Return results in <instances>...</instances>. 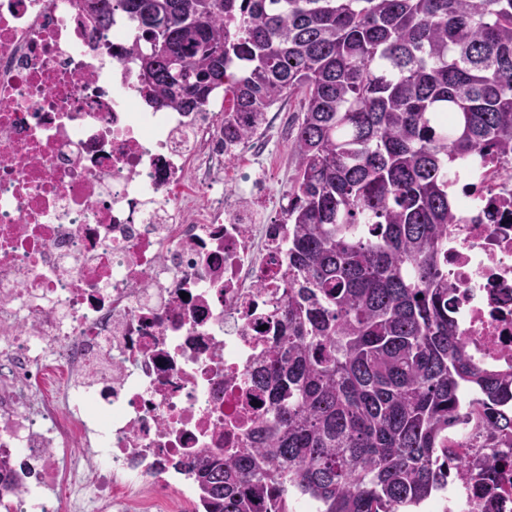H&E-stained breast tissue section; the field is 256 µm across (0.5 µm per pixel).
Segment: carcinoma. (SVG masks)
Masks as SVG:
<instances>
[{"instance_id":"1","label":"carcinoma","mask_w":512,"mask_h":512,"mask_svg":"<svg viewBox=\"0 0 512 512\" xmlns=\"http://www.w3.org/2000/svg\"><path fill=\"white\" fill-rule=\"evenodd\" d=\"M136 23L139 96L230 102L244 144L301 98L288 190L287 308L249 448L197 465L204 512H410L470 458L512 449V368L448 317V164L512 175V0H96Z\"/></svg>"}]
</instances>
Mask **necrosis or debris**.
<instances>
[{
    "instance_id": "obj_1",
    "label": "necrosis or debris",
    "mask_w": 512,
    "mask_h": 512,
    "mask_svg": "<svg viewBox=\"0 0 512 512\" xmlns=\"http://www.w3.org/2000/svg\"><path fill=\"white\" fill-rule=\"evenodd\" d=\"M0 0V512H192L193 465L247 447L286 302L288 227L265 150L223 175L224 113L137 107L130 21ZM449 308L477 363L512 364V178L470 177ZM84 449L76 459V449ZM427 512H512V470Z\"/></svg>"
}]
</instances>
